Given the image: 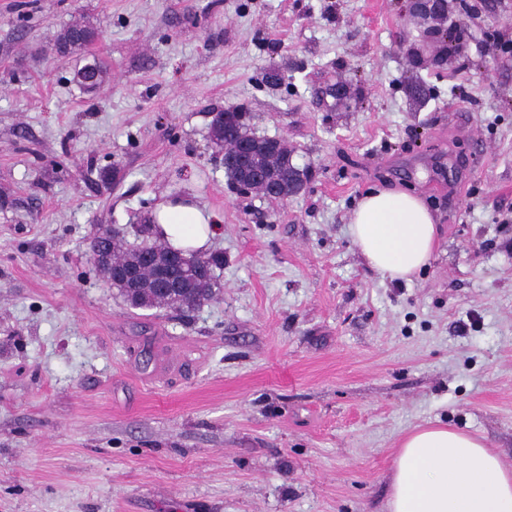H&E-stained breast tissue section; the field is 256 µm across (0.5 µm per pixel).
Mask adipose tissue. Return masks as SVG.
I'll return each instance as SVG.
<instances>
[{
	"instance_id": "obj_1",
	"label": "adipose tissue",
	"mask_w": 512,
	"mask_h": 512,
	"mask_svg": "<svg viewBox=\"0 0 512 512\" xmlns=\"http://www.w3.org/2000/svg\"><path fill=\"white\" fill-rule=\"evenodd\" d=\"M154 234L177 250H206L219 233L194 202L175 199L152 212ZM348 234L367 265L392 281H407L425 267L438 229L425 201L403 189L367 192ZM388 512H512V467L483 437L442 426L404 435L391 477Z\"/></svg>"
}]
</instances>
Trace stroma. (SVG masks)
Wrapping results in <instances>:
<instances>
[{
    "label": "stroma",
    "instance_id": "obj_1",
    "mask_svg": "<svg viewBox=\"0 0 512 512\" xmlns=\"http://www.w3.org/2000/svg\"><path fill=\"white\" fill-rule=\"evenodd\" d=\"M475 4L457 54L405 0H0V512H387L426 424L512 466V0ZM77 20L98 38L57 53ZM227 109L287 141L298 193L233 191ZM392 187L438 224L408 282L348 235ZM168 199L221 226L187 312L90 260ZM106 66L100 60L86 63L74 72L73 81L82 90L92 92L101 83Z\"/></svg>",
    "mask_w": 512,
    "mask_h": 512
}]
</instances>
